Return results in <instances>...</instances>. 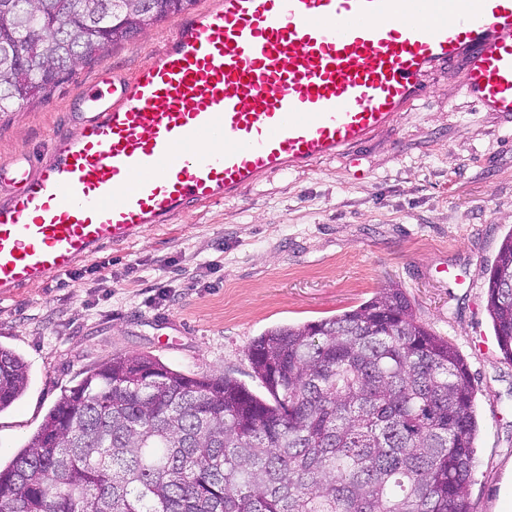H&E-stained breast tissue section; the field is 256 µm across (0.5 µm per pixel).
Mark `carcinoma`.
Masks as SVG:
<instances>
[{"label":"carcinoma","mask_w":512,"mask_h":512,"mask_svg":"<svg viewBox=\"0 0 512 512\" xmlns=\"http://www.w3.org/2000/svg\"><path fill=\"white\" fill-rule=\"evenodd\" d=\"M0 0V112L32 103L192 0ZM486 310L512 363V232ZM265 400L150 354L86 372L0 467V512H470L478 432L467 362L387 285L336 316L276 326L247 350ZM28 383L0 346V412Z\"/></svg>","instance_id":"carcinoma-1"}]
</instances>
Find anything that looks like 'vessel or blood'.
<instances>
[{"mask_svg":"<svg viewBox=\"0 0 512 512\" xmlns=\"http://www.w3.org/2000/svg\"><path fill=\"white\" fill-rule=\"evenodd\" d=\"M443 66L512 116V0H209L132 76L97 75L48 162L0 165V295L367 143Z\"/></svg>","mask_w":512,"mask_h":512,"instance_id":"1","label":"vessel or blood"}]
</instances>
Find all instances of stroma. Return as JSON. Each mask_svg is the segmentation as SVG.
Segmentation results:
<instances>
[{"mask_svg": "<svg viewBox=\"0 0 512 512\" xmlns=\"http://www.w3.org/2000/svg\"><path fill=\"white\" fill-rule=\"evenodd\" d=\"M174 24L108 47L42 103L1 116L0 164L48 161L52 139L78 130L70 112L84 87L105 69L133 74ZM428 81L431 93L358 149L261 178L0 296V346L29 365L25 392L0 412V460L104 359L149 353L259 394L247 358L255 338L355 308L393 283L470 368L473 512H512V363L486 310V272L512 229V117L467 101L454 69Z\"/></svg>", "mask_w": 512, "mask_h": 512, "instance_id": "stroma-1", "label": "stroma"}]
</instances>
